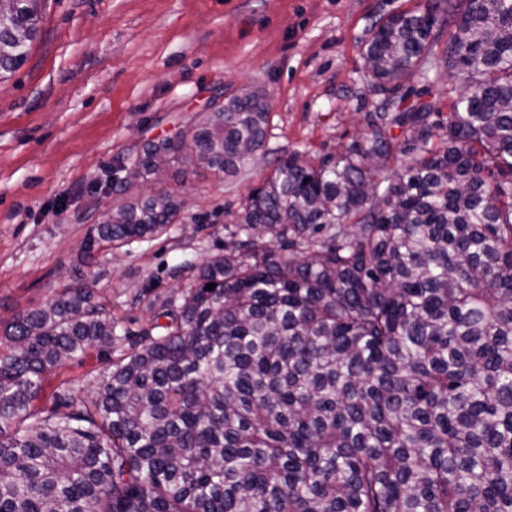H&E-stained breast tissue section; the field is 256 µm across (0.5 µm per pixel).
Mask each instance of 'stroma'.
<instances>
[{"label":"stroma","instance_id":"35a3bbf8","mask_svg":"<svg viewBox=\"0 0 512 512\" xmlns=\"http://www.w3.org/2000/svg\"><path fill=\"white\" fill-rule=\"evenodd\" d=\"M426 0H45L27 61L0 80V322L79 280L121 325L177 294L223 247L277 159L342 151L373 95L362 57L373 23ZM267 97L265 157L231 175L172 162L142 189L188 201L153 240L83 257L123 193L118 162L187 129L209 105Z\"/></svg>","mask_w":512,"mask_h":512}]
</instances>
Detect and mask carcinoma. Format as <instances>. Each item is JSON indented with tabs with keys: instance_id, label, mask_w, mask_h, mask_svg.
I'll list each match as a JSON object with an SVG mask.
<instances>
[{
	"instance_id": "cac0c4a2",
	"label": "carcinoma",
	"mask_w": 512,
	"mask_h": 512,
	"mask_svg": "<svg viewBox=\"0 0 512 512\" xmlns=\"http://www.w3.org/2000/svg\"><path fill=\"white\" fill-rule=\"evenodd\" d=\"M43 2L0 0V73ZM371 31L363 131L334 159L279 158L149 328L83 283L4 324L0 512H512V0H427ZM443 70L468 87L448 113L403 106L404 80ZM269 121L242 92L128 168L234 174ZM180 213L130 196L83 253ZM89 352L91 400L34 407Z\"/></svg>"
}]
</instances>
